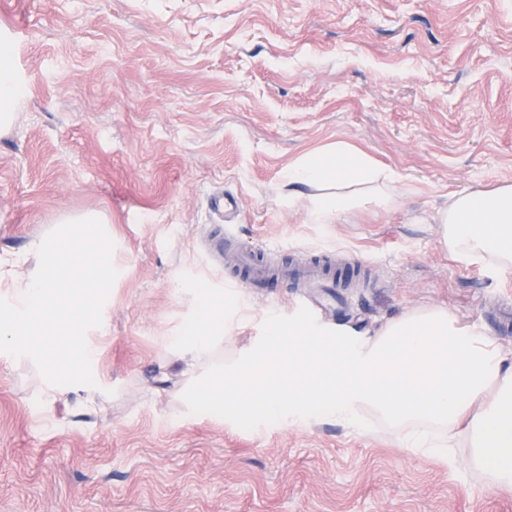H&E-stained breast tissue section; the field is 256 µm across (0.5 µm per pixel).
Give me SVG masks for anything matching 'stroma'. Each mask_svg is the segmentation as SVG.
I'll return each instance as SVG.
<instances>
[{"label":"stroma","instance_id":"35a3bbf8","mask_svg":"<svg viewBox=\"0 0 512 512\" xmlns=\"http://www.w3.org/2000/svg\"><path fill=\"white\" fill-rule=\"evenodd\" d=\"M24 95L0 125V254L66 219L107 221L117 278L86 341L95 387L63 398L0 352V512H512L486 472L351 430L228 425L186 406L176 342L225 293L209 197L239 203L241 245L360 262L362 333L426 307L512 355V271L456 262L436 216L512 182V0H0ZM344 143L395 175L396 203L313 223L284 175Z\"/></svg>","mask_w":512,"mask_h":512}]
</instances>
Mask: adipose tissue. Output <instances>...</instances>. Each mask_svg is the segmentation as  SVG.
<instances>
[{
	"label": "adipose tissue",
	"mask_w": 512,
	"mask_h": 512,
	"mask_svg": "<svg viewBox=\"0 0 512 512\" xmlns=\"http://www.w3.org/2000/svg\"><path fill=\"white\" fill-rule=\"evenodd\" d=\"M392 173L344 145L335 152L307 155L288 172L293 188L334 184L336 195H314L316 223L356 206L388 205L387 194H345L348 186L387 182ZM444 245L460 263L480 264L491 273L512 269V183L491 190L451 195L438 214ZM204 306L199 321L179 339L180 355L201 363L222 339L223 325ZM254 346L225 364V383L234 385L225 405L249 396L244 375L263 380L259 422L303 425L333 419L359 428L365 411L402 430L415 453L444 464L455 461L459 445L474 465L490 471L494 486L512 487V360L487 333L460 326L446 311L426 309L389 320L373 334L335 330L296 316L269 314L259 323ZM297 346L300 355L286 378L266 382L280 370L278 351Z\"/></svg>",
	"instance_id": "adipose-tissue-1"
}]
</instances>
